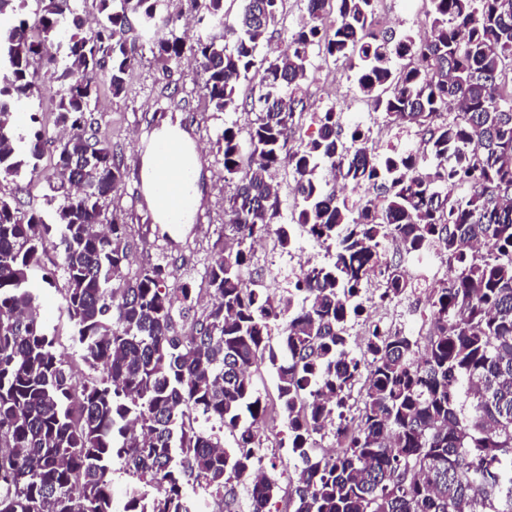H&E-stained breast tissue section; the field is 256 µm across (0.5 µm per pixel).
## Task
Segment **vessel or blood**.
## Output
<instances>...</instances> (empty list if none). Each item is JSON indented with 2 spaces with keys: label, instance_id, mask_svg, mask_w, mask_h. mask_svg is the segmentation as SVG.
<instances>
[{
  "label": "vessel or blood",
  "instance_id": "vessel-or-blood-1",
  "mask_svg": "<svg viewBox=\"0 0 512 512\" xmlns=\"http://www.w3.org/2000/svg\"><path fill=\"white\" fill-rule=\"evenodd\" d=\"M187 141L181 136L156 140L146 168L148 200L162 223L180 224L196 208V166L187 164Z\"/></svg>",
  "mask_w": 512,
  "mask_h": 512
}]
</instances>
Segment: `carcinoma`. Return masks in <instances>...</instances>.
<instances>
[{
    "label": "carcinoma",
    "instance_id": "1",
    "mask_svg": "<svg viewBox=\"0 0 512 512\" xmlns=\"http://www.w3.org/2000/svg\"><path fill=\"white\" fill-rule=\"evenodd\" d=\"M97 2L92 26L85 0H0V180L14 184L0 192V512H198L186 487L219 498L234 481L247 485L249 512H269L277 479L255 476L268 406L252 368L263 364L299 462L293 512H512V0H429L422 34L379 30L377 0H301L307 22L271 59L261 50L285 0H237L232 24L225 0H190L201 28L191 43L164 0ZM133 19L153 31L163 71L193 61L205 110L255 112L246 139L232 124L216 133L229 194L200 311L189 284H169L165 256L123 273L136 230L105 213L128 171L96 136L92 105L103 82L114 98L127 93L140 62ZM402 49L413 62H399ZM320 55L344 62L372 111L423 132L427 149L381 154L360 128L344 133L334 104L313 114V137L290 144ZM253 71L259 94L241 104ZM45 92L60 137L41 121ZM50 146L56 161L43 168ZM283 166L290 210L275 182ZM339 177L376 196L336 193ZM36 178L40 206L26 208ZM455 185L470 194L451 198ZM290 224L335 252L275 301L246 271L256 240L291 247ZM393 235L406 254L434 247L448 266L429 296V336L422 345L373 328L360 422L338 434L342 452L313 456L357 369L356 299L374 275L384 301L407 288L399 265L380 261ZM50 249L83 361L102 369L80 384L30 281ZM115 458L132 479L120 511Z\"/></svg>",
    "mask_w": 512,
    "mask_h": 512
}]
</instances>
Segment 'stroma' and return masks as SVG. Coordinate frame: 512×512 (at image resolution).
<instances>
[{
  "mask_svg": "<svg viewBox=\"0 0 512 512\" xmlns=\"http://www.w3.org/2000/svg\"><path fill=\"white\" fill-rule=\"evenodd\" d=\"M428 0H378L377 24L379 29H413L422 31L426 20ZM132 39L144 48L141 63L127 76L128 92L125 97L114 98L108 89H101L94 104L98 119L96 133L102 140L111 142L120 151L130 167L145 163V150L153 133L138 125L141 115L152 114L159 95L172 98V108L160 122V129L179 127L191 132L205 165L201 173L200 191L202 206L194 213L191 223L167 227L151 217L149 211L133 195L138 184L127 180L120 196L112 198L108 214L118 215L124 222L135 225L136 236L125 266L126 273L136 272L145 263L164 255L174 263L177 280L201 288L202 274L216 242L224 238V186L223 158L210 135L221 126L223 117L210 116L203 106L201 80L190 68L173 71L164 76L148 53L150 36L141 28H133ZM337 104L343 112L345 129L361 127L369 132L377 146L388 150L396 148L417 149L420 138L414 131L401 129L387 123L382 116H375L359 101L346 69L332 61L316 59L315 69L305 85L306 110L295 119L294 127L307 130L312 113L322 111L328 104ZM42 316L49 328L54 329L56 347L66 354L75 373L85 376L89 369L81 358V347L74 337V329L64 309L63 280L54 273L52 265H44L32 274ZM428 289L414 292L395 306L370 303L366 306L367 323L404 324L407 331L420 335L426 332L424 318L428 310Z\"/></svg>",
  "mask_w": 512,
  "mask_h": 512,
  "instance_id": "1",
  "label": "stroma"
}]
</instances>
